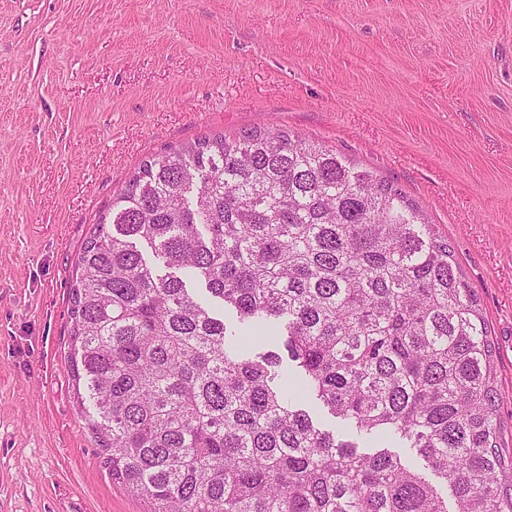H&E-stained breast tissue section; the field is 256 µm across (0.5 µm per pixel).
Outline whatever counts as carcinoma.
Segmentation results:
<instances>
[{
	"mask_svg": "<svg viewBox=\"0 0 512 512\" xmlns=\"http://www.w3.org/2000/svg\"><path fill=\"white\" fill-rule=\"evenodd\" d=\"M75 270L74 381L150 512H448L393 438L455 512H512L478 298L394 182L286 131L215 135L145 160ZM404 445L402 442L395 441L392 444V448H390L393 452L400 455L401 459L405 461V463L409 464L412 468L421 473L429 482L433 485H436L437 488L440 489L444 496L447 495V486L443 482V480L439 479L436 475H434L431 470L427 467L425 462L416 454L415 449L413 448H403Z\"/></svg>",
	"mask_w": 512,
	"mask_h": 512,
	"instance_id": "cac0c4a2",
	"label": "carcinoma"
}]
</instances>
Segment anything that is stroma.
I'll return each instance as SVG.
<instances>
[{"mask_svg":"<svg viewBox=\"0 0 512 512\" xmlns=\"http://www.w3.org/2000/svg\"><path fill=\"white\" fill-rule=\"evenodd\" d=\"M256 124L421 206L512 448V0H0V512H148L77 398L75 260L144 160Z\"/></svg>","mask_w":512,"mask_h":512,"instance_id":"35a3bbf8","label":"stroma"}]
</instances>
